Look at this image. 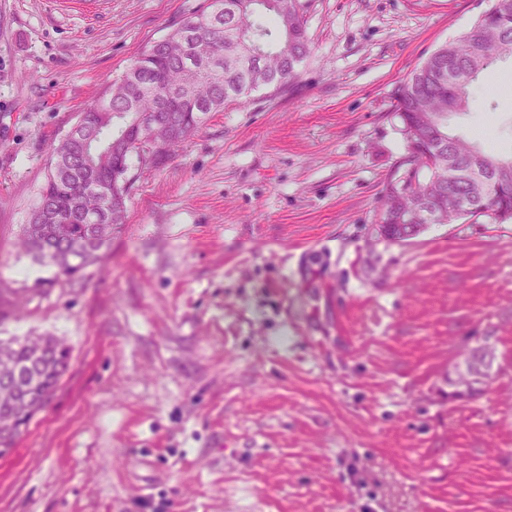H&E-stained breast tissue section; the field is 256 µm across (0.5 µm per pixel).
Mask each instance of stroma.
I'll use <instances>...</instances> for the list:
<instances>
[{
  "label": "stroma",
  "mask_w": 512,
  "mask_h": 512,
  "mask_svg": "<svg viewBox=\"0 0 512 512\" xmlns=\"http://www.w3.org/2000/svg\"><path fill=\"white\" fill-rule=\"evenodd\" d=\"M300 2L294 84L132 161L125 224L64 283L21 246L52 146L210 0H0V336L71 347L0 512H512V221L375 226L393 89L492 0ZM506 83L452 132L512 151ZM483 345L493 409L454 395Z\"/></svg>",
  "instance_id": "obj_1"
}]
</instances>
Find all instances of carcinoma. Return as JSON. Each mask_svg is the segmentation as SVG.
Listing matches in <instances>:
<instances>
[{
  "mask_svg": "<svg viewBox=\"0 0 512 512\" xmlns=\"http://www.w3.org/2000/svg\"><path fill=\"white\" fill-rule=\"evenodd\" d=\"M227 5L219 31L203 11L184 21L150 47L103 96L79 116L83 135L95 143L94 167L85 165L74 139L52 150L45 185L28 224L22 246L37 261L57 268V278L71 281L92 265L108 245L112 231L125 223L132 177L130 160L141 138L160 141L168 155L211 112L230 102L244 104L252 93L280 90L297 76L308 54L300 0H210ZM195 33L198 44L219 55L217 69L182 53V39ZM512 58V0H496L458 39L438 47L393 92V112L404 137L417 141L387 184L379 224H453L463 218L512 220V154L491 156L470 140L448 133L449 117L467 112L471 88L498 60ZM65 224L62 236L54 225ZM70 346L55 336L0 338V380L18 377L43 404H31L11 420L0 417V456L14 445L10 434L28 424L48 403L70 360ZM483 367L481 386L456 397L476 399L489 392L491 363Z\"/></svg>",
  "mask_w": 512,
  "mask_h": 512,
  "instance_id": "carcinoma-1",
  "label": "carcinoma"
}]
</instances>
